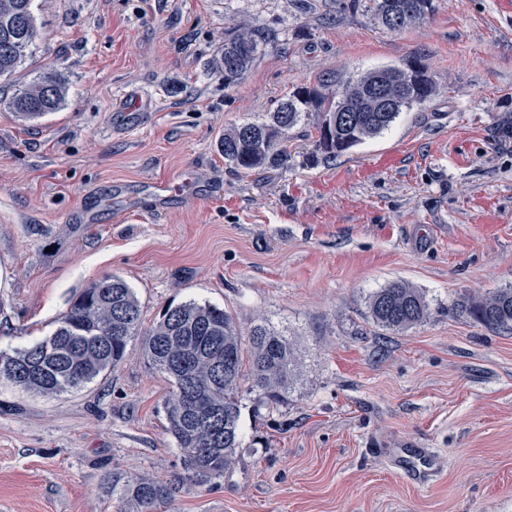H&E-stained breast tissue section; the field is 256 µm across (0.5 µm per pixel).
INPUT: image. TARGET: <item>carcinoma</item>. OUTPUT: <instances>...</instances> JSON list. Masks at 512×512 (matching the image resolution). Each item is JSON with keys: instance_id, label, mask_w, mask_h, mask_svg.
<instances>
[{"instance_id": "1", "label": "carcinoma", "mask_w": 512, "mask_h": 512, "mask_svg": "<svg viewBox=\"0 0 512 512\" xmlns=\"http://www.w3.org/2000/svg\"><path fill=\"white\" fill-rule=\"evenodd\" d=\"M32 0H0V76L15 72L36 35ZM364 7L390 30L420 23L434 11V0H365ZM270 30L250 24L224 30V50L216 71L224 88L240 85L253 65L275 46ZM400 66H384L358 78L321 77L314 87H299L278 103L263 121L246 122L224 132L220 151L237 171L248 174L288 162L281 141L305 113L318 112V147L336 155L388 128L397 116L426 104L436 83L426 65L421 78L380 112L367 94L371 85L400 80ZM66 87L51 69L19 88L13 100L17 116L28 120L57 110ZM372 321L390 330H405L427 314L423 294L393 283L368 298ZM461 312L489 329L512 326V289L472 299ZM143 337L148 364L163 374L172 390L165 401L166 431L183 451L184 463L201 481L219 478L237 455L240 439V381L249 365L256 402L277 406L284 401L292 376L293 348L282 332L258 324L244 352L231 312L211 304L186 302L169 307L160 320L142 330L141 306L132 288L116 275L85 288L48 339L13 356L0 358V377L26 392L61 395L118 366L128 342ZM108 493L122 504L119 512H159L168 489L151 479L112 474Z\"/></svg>"}]
</instances>
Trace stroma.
Here are the masks:
<instances>
[{"label":"stroma","instance_id":"obj_1","mask_svg":"<svg viewBox=\"0 0 512 512\" xmlns=\"http://www.w3.org/2000/svg\"><path fill=\"white\" fill-rule=\"evenodd\" d=\"M434 5L390 30L352 0H33L38 34L0 77V354L51 336L116 274L143 327L195 301L242 335L283 331L294 380L274 408L242 380L243 446L201 481L141 338L60 396L0 378V512H117L116 472L167 486L166 512H512V330L456 311L512 289V0ZM239 23L278 43L228 90L214 63ZM415 58L433 99L338 156L318 150L312 112L287 165L244 175L218 149L318 76ZM46 67L66 98L21 121L13 97ZM394 282L428 303L404 331L368 316ZM402 443L438 457L428 487L391 468Z\"/></svg>","mask_w":512,"mask_h":512}]
</instances>
